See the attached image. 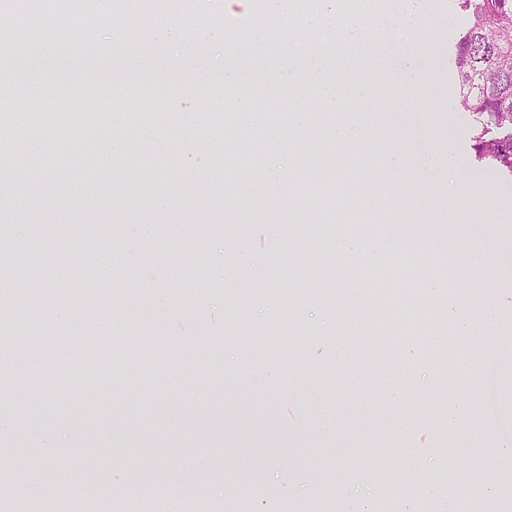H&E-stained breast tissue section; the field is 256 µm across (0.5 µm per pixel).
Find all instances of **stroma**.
<instances>
[{"label":"stroma","mask_w":512,"mask_h":512,"mask_svg":"<svg viewBox=\"0 0 512 512\" xmlns=\"http://www.w3.org/2000/svg\"><path fill=\"white\" fill-rule=\"evenodd\" d=\"M194 9L199 23L186 27L170 0H91L90 18L47 8L0 43L13 83L44 72L34 95L71 104L70 130L36 125L21 141L31 182L0 157V237L16 249L31 225L46 227L37 316L20 309L28 284L0 277V303L18 306L0 339H27L0 362L31 379L23 391L0 385V461L23 458L45 495L101 499L108 512H125L138 482L147 512L190 492H247L251 512H371L382 497L397 512H459L462 500L431 492L446 464L484 512L479 474L512 472L505 415L478 425L473 409L493 363L512 398V180L476 162L473 116L454 107L453 52L468 28L457 0H380V13L418 15L422 35L408 45L392 33L381 76L364 80L336 65V0L315 12L332 35L319 44L280 0ZM259 9L283 25H256ZM400 81L411 104L363 126ZM87 92L99 102L88 143L76 131ZM333 92L358 126L352 140L322 118ZM147 97L172 120L145 136L121 116ZM245 139L258 149L242 182L234 147ZM371 153V206L354 210L365 194L351 187L317 214L311 186ZM350 233L403 256L396 287L427 270L448 305L471 293L467 333L437 331L428 291L419 324L374 311L372 259L333 248ZM48 332L70 343L67 365L43 348ZM435 335L449 360L428 348ZM90 349L104 378L87 372ZM20 428L28 435L14 440Z\"/></svg>","instance_id":"1"}]
</instances>
